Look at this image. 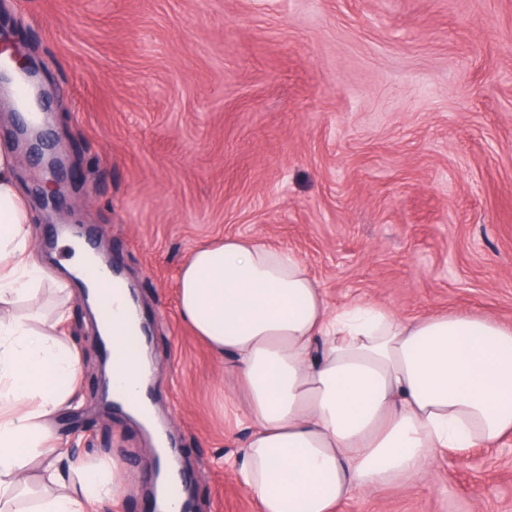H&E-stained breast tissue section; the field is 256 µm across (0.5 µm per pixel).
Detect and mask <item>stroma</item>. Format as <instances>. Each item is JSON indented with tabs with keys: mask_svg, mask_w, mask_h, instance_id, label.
Listing matches in <instances>:
<instances>
[{
	"mask_svg": "<svg viewBox=\"0 0 512 512\" xmlns=\"http://www.w3.org/2000/svg\"><path fill=\"white\" fill-rule=\"evenodd\" d=\"M0 25L42 67L67 155L49 215L47 176L15 135L22 90L0 94L36 259L55 272L60 227L79 224L135 288L150 399L195 512H256L224 466L246 431L223 370L179 315L196 247L250 235L293 250L331 305L512 325V0H0ZM63 304L81 399L51 419L58 452L119 462L111 512H154L153 442L101 406L91 313L50 290L14 312ZM335 512H512V436L475 461L441 450Z\"/></svg>",
	"mask_w": 512,
	"mask_h": 512,
	"instance_id": "35a3bbf8",
	"label": "stroma"
}]
</instances>
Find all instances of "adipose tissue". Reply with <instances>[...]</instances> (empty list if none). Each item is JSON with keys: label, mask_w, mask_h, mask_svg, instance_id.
<instances>
[{"label": "adipose tissue", "mask_w": 512, "mask_h": 512, "mask_svg": "<svg viewBox=\"0 0 512 512\" xmlns=\"http://www.w3.org/2000/svg\"><path fill=\"white\" fill-rule=\"evenodd\" d=\"M34 252L15 159L0 149V512L30 463L63 481L48 420L78 394V357L54 336L66 312L11 311L46 279ZM178 297L245 398L234 474L257 512H335L354 492L413 480L440 449L512 435V326L492 317L334 307L294 252L244 235L195 248ZM120 483L118 467L85 468L79 493L50 494L38 512L111 504Z\"/></svg>", "instance_id": "adipose-tissue-1"}]
</instances>
